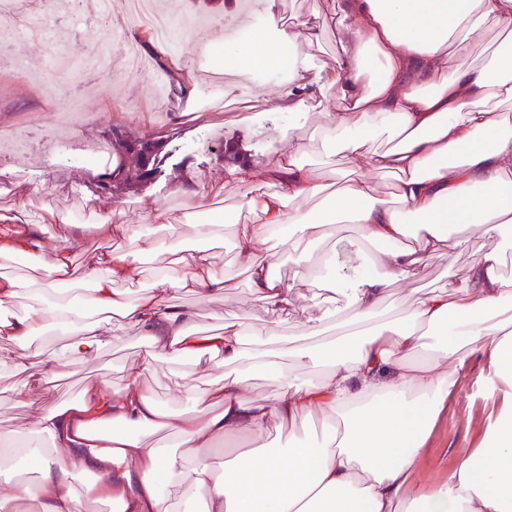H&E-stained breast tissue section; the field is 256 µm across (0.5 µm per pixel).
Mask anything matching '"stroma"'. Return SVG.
I'll return each instance as SVG.
<instances>
[{
  "mask_svg": "<svg viewBox=\"0 0 512 512\" xmlns=\"http://www.w3.org/2000/svg\"><path fill=\"white\" fill-rule=\"evenodd\" d=\"M29 2L31 12L39 14L46 27L65 33L66 50L56 53L47 39L23 32L6 47L8 54L28 60L29 65L23 79L0 70V208L23 199L36 217L48 220L49 215H62L86 225L88 231L83 247L74 256L73 282L57 294L41 292L40 277L27 259L0 258V274L24 283L11 302L15 312L35 306L50 321L60 308H81L86 298L81 273L92 253L128 246L122 236L95 228L94 222L101 215L110 216L116 225H134L140 234L157 242L156 253L145 259L138 276L122 284L132 299L146 295L153 279L166 269L172 239L208 250L213 263L228 277L230 289L207 299L180 291L170 298L171 303L193 311V332L199 336L217 332L221 318L230 316L246 327H266L281 336L298 335L311 304L330 296L325 282L335 278L337 269L364 271L354 224L344 221L330 225L322 243L277 256L284 283L295 286L287 315L279 317L253 299L247 277L235 262L230 226L255 221L253 215L235 209L245 190L235 174L236 167L262 172L281 144L299 135L309 141L305 161L321 183L335 187L344 175V158L324 152L316 138L319 129L329 123L331 113L342 107L335 94L308 102L298 112L274 111L261 101V93L294 87L293 74L273 66H254L248 73L251 91L227 86L219 97H212L204 74L223 66L224 43L218 37L209 43L187 33L177 48L152 51L151 58L156 79L167 85L180 79L194 92L186 97L169 91L155 102L150 98L152 80L127 77L118 55L119 41L133 38L144 49L154 42L151 32L145 25L134 23L123 5H116L110 23L98 26L95 35L87 38L69 34L71 14L54 0ZM334 3L257 0L256 7L250 8L243 0H210L202 21L207 29L217 34L228 32L245 47L271 14L291 28L303 22L316 26L319 40L308 52L313 69L327 76L335 71L342 56L335 32L321 25ZM115 125L122 126L130 139L159 141L163 160L151 180L112 194L100 187L102 160H87L82 148L108 137ZM193 182L204 184L205 195L189 205L182 191ZM216 206L224 208L228 226L214 237L208 223L209 212ZM150 208L165 212L166 225L144 221L143 215ZM56 230V224L48 220L47 235H54ZM475 257L471 249L450 250L408 281L392 285L383 306L385 314L400 316L430 290L463 278ZM298 272L304 276L300 284L294 281ZM146 351L137 328L116 321L106 333V344L97 360L90 364L73 361L62 383L35 387L24 374L0 367V434L30 427L36 412L55 408L63 399L75 396L88 380L122 383L125 367L141 361ZM490 371L488 358L472 360L467 375L445 400L413 474L412 494H426L445 483L462 461L481 448L488 424L505 406L502 394L491 395L483 389ZM224 374L225 368L217 360L160 362L145 373L143 385L147 395L162 407L189 414L195 408L190 388H207L223 381ZM324 425V419L315 415L292 427L270 428L261 435H229L223 443L208 448L207 454L220 461L229 450L283 448L290 439L320 434Z\"/></svg>",
  "mask_w": 512,
  "mask_h": 512,
  "instance_id": "1",
  "label": "stroma"
}]
</instances>
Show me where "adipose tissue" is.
I'll use <instances>...</instances> for the list:
<instances>
[{
    "mask_svg": "<svg viewBox=\"0 0 512 512\" xmlns=\"http://www.w3.org/2000/svg\"><path fill=\"white\" fill-rule=\"evenodd\" d=\"M324 23L335 29L343 54L336 75L312 77L305 62L293 61L297 87L271 101L294 112L335 89L344 109L332 116L323 146L347 159L351 175L339 184L335 207H322L325 187L307 168L306 145L289 139L261 185L238 169L251 185L238 207L258 221L231 230L251 295L284 312L292 289L276 270L275 254L323 242L337 212H351L360 242L377 250L366 258L369 272L333 282L347 299L349 334L318 349L267 329L247 335L227 319L219 333L192 335L193 312L168 296L223 292V271L205 250L175 241L168 272L148 295L129 301L115 284L132 278L155 241L100 216L99 227L126 237L128 248L92 256L83 273L86 308L60 310L51 322L35 308L0 314V338L15 345L4 363L37 386L63 378L70 361L98 357L116 319L142 333L149 353L121 384L88 382L80 400L38 412L32 434L59 453L32 449L36 480L0 483V512H18L22 503L31 512H88L89 502L114 498L124 512H168L165 486L183 499L204 500L205 512H512V402L489 425L475 460L428 494L408 492L432 424L470 359L492 361L489 390L512 389V290L502 269L503 247L512 242V118L497 110L512 103V0H336ZM493 31L501 42L473 60V49ZM316 39L310 27L294 30L269 16L250 47L225 39L224 72L241 76L256 63L278 65L281 48ZM381 134L392 147L368 149ZM375 174L393 176L390 198L378 196ZM270 182L275 191H264ZM0 224L9 228L0 234V256L23 255L33 269L47 271L46 290L70 281L81 225L60 219L53 245H46L43 220L23 200L0 208ZM283 226L290 233L276 240L273 256L258 257L267 231ZM475 237L482 244L465 277L431 290L399 318L378 321L392 284L449 249L468 248ZM427 327L437 331L431 345ZM48 331L58 336L57 347L32 352L31 341ZM201 357L220 359L233 372L196 393L201 409L194 416L162 410L143 392L154 361ZM289 360L321 364L322 373L298 378L285 372ZM392 368L396 381L382 383ZM257 374L278 380L272 402L247 397L245 384ZM313 412L329 422L313 442L242 452L221 463H182L184 453L211 447L218 435L259 434ZM111 424L112 434L92 435V428ZM154 431L172 432L177 447H147L140 435ZM96 471L101 482L75 490V480Z\"/></svg>",
    "mask_w": 512,
    "mask_h": 512,
    "instance_id": "1",
    "label": "adipose tissue"
}]
</instances>
